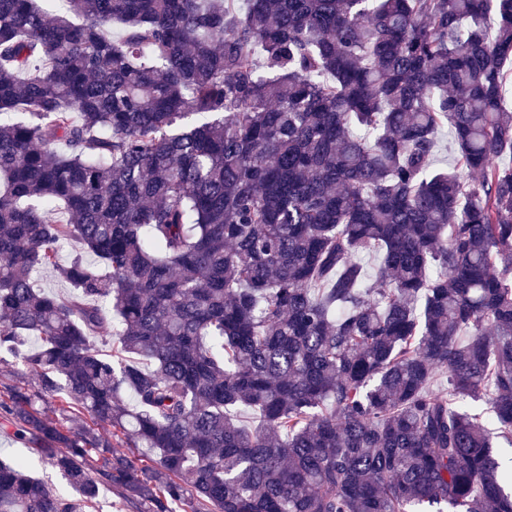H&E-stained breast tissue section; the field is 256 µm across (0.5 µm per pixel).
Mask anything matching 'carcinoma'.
Instances as JSON below:
<instances>
[{
  "mask_svg": "<svg viewBox=\"0 0 512 512\" xmlns=\"http://www.w3.org/2000/svg\"><path fill=\"white\" fill-rule=\"evenodd\" d=\"M231 2L0 0V512H512V0ZM38 384L37 375L21 362L13 361L9 365H0V394L14 385L25 386L30 392L37 394ZM13 431V426L0 414V460L22 462L32 476L48 482L63 495L75 497V491L46 458L36 454L27 444L6 434H12ZM90 510L93 512H138L147 511L148 506H132L123 499L118 489L105 486L100 489L94 509Z\"/></svg>",
  "mask_w": 512,
  "mask_h": 512,
  "instance_id": "obj_1",
  "label": "carcinoma"
}]
</instances>
